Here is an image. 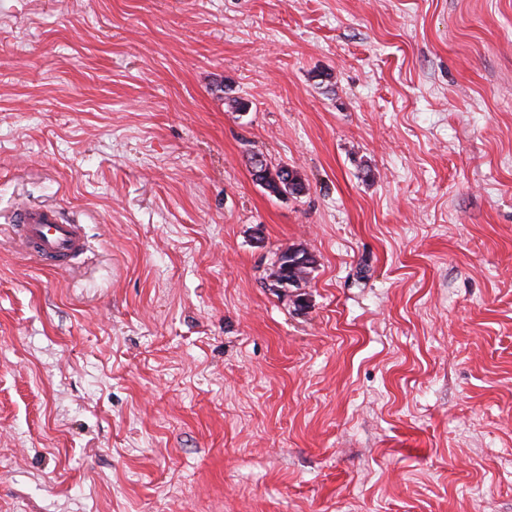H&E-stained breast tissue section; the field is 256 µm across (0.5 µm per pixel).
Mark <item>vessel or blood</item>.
Listing matches in <instances>:
<instances>
[{
  "label": "vessel or blood",
  "instance_id": "1",
  "mask_svg": "<svg viewBox=\"0 0 512 512\" xmlns=\"http://www.w3.org/2000/svg\"><path fill=\"white\" fill-rule=\"evenodd\" d=\"M16 221L19 241L42 266L65 268L84 251L82 226L63 222L53 208L19 207Z\"/></svg>",
  "mask_w": 512,
  "mask_h": 512
}]
</instances>
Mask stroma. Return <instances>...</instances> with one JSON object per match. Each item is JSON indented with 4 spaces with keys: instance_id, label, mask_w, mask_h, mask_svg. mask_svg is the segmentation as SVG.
Returning <instances> with one entry per match:
<instances>
[{
    "instance_id": "35a3bbf8",
    "label": "stroma",
    "mask_w": 512,
    "mask_h": 512,
    "mask_svg": "<svg viewBox=\"0 0 512 512\" xmlns=\"http://www.w3.org/2000/svg\"><path fill=\"white\" fill-rule=\"evenodd\" d=\"M24 203L0 512H512V0H0ZM15 224L19 241L42 266L63 269L83 253L84 232L81 224L63 222L50 207L18 208ZM284 260L277 262V275L270 288H288L308 277V269L315 266V257L309 252L293 251L289 248L280 253ZM278 284H277V282ZM279 287V288H280Z\"/></svg>"
}]
</instances>
